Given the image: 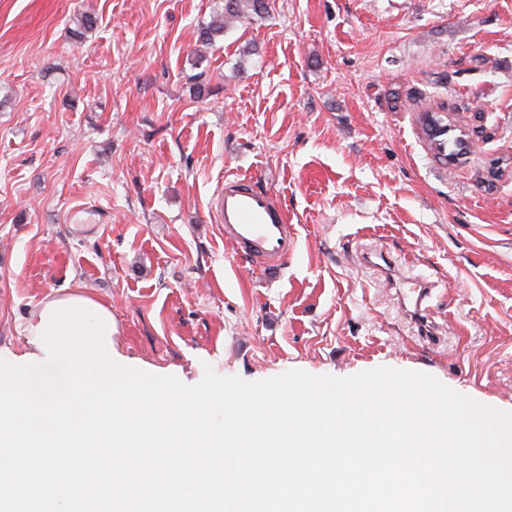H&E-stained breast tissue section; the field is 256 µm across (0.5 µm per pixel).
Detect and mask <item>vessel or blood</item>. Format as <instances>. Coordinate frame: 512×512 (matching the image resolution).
Here are the masks:
<instances>
[{"mask_svg":"<svg viewBox=\"0 0 512 512\" xmlns=\"http://www.w3.org/2000/svg\"><path fill=\"white\" fill-rule=\"evenodd\" d=\"M212 216L215 223L223 225L225 238L240 246L255 263L277 266L294 246L287 215L275 195L247 179L225 180ZM430 293V281L412 278L401 296L419 318Z\"/></svg>","mask_w":512,"mask_h":512,"instance_id":"obj_1","label":"vessel or blood"}]
</instances>
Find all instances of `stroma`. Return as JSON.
Segmentation results:
<instances>
[{"label": "stroma", "instance_id": "1", "mask_svg": "<svg viewBox=\"0 0 512 512\" xmlns=\"http://www.w3.org/2000/svg\"><path fill=\"white\" fill-rule=\"evenodd\" d=\"M223 4L0 0V349L78 286L187 385L390 367L511 412L512 0H275L203 44ZM438 102L492 137L439 158ZM228 177L280 200L279 266L213 221ZM373 249L429 276L430 334ZM448 114V104L444 102L429 109V112L420 114V124L428 140H433L435 135L448 132Z\"/></svg>", "mask_w": 512, "mask_h": 512}]
</instances>
